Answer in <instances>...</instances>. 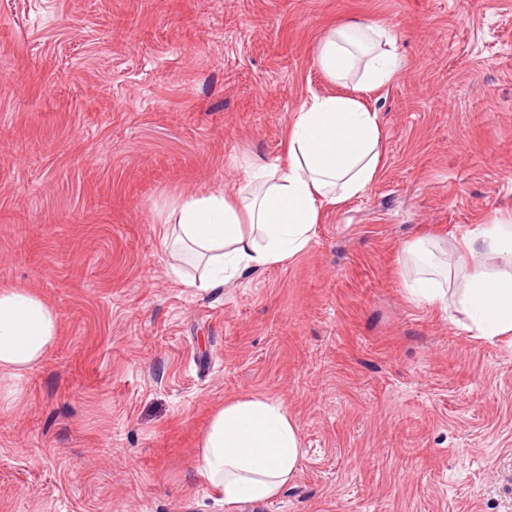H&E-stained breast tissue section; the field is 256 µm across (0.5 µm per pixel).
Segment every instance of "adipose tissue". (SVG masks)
<instances>
[{"label":"adipose tissue","instance_id":"ef3b65f1","mask_svg":"<svg viewBox=\"0 0 512 512\" xmlns=\"http://www.w3.org/2000/svg\"><path fill=\"white\" fill-rule=\"evenodd\" d=\"M315 61L330 80L352 72L361 78L351 93L314 95L288 129L287 162L260 161L242 170L234 196L214 189L176 200L164 223V243L190 252L201 269L168 273L188 288L206 290L273 266L303 252L324 207L363 195L381 169L378 115L363 97L389 83L400 68L397 39L379 23L360 19L328 31ZM419 273L409 286L416 301H448V268L469 258L498 261L491 274L470 269L457 295L470 333L484 340L512 339V217L467 231L455 249L434 240L408 247ZM58 313L26 288L0 290V397L13 395L6 378L35 367L56 343ZM301 466L299 431L286 408L262 397L225 403L198 448L199 477L226 504L277 498Z\"/></svg>","mask_w":512,"mask_h":512}]
</instances>
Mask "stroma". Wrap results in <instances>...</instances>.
Here are the masks:
<instances>
[{"label": "stroma", "mask_w": 512, "mask_h": 512, "mask_svg": "<svg viewBox=\"0 0 512 512\" xmlns=\"http://www.w3.org/2000/svg\"><path fill=\"white\" fill-rule=\"evenodd\" d=\"M357 19L401 67L366 95L378 179L305 251L209 291L170 278L179 197L286 161L315 62ZM512 214V0H0V289L60 335L0 400V512H512V343L413 301L407 246ZM280 401L276 499L197 476L225 402Z\"/></svg>", "instance_id": "stroma-1"}]
</instances>
